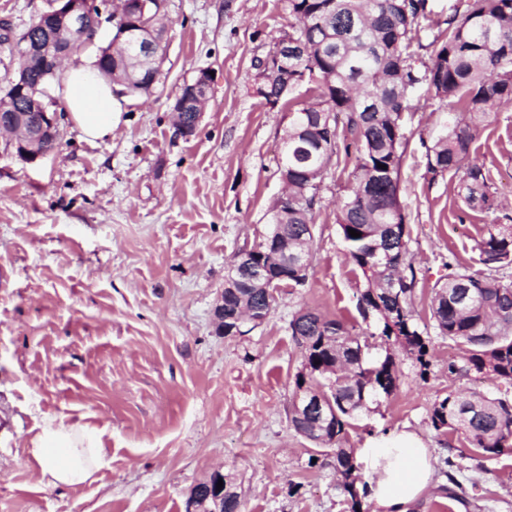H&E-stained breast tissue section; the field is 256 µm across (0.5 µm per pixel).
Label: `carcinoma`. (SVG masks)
<instances>
[{
  "label": "carcinoma",
  "mask_w": 512,
  "mask_h": 512,
  "mask_svg": "<svg viewBox=\"0 0 512 512\" xmlns=\"http://www.w3.org/2000/svg\"><path fill=\"white\" fill-rule=\"evenodd\" d=\"M427 0H288L298 27L274 39L265 59L316 71L310 100L293 104L288 99V144L281 148L279 166L288 168V208L275 210L268 223L281 225L277 245L251 247L247 262L262 261L279 273H288V285L306 283L311 236H301L312 223L325 176L346 140L345 153L355 154V187L343 201L338 224L348 255L360 269L366 287L357 295L362 317L373 316L380 336L428 366L427 338L413 318L416 271L410 256L409 231L399 200V176L405 135L400 93L425 81L433 97L458 105L459 118L448 126L428 154V172L465 169L458 196L471 209H489L493 194L480 167L466 165L481 119L500 101L512 100V0H469L462 17L448 19L431 66L419 73L413 65L411 33L425 16ZM302 45L297 53L275 57L283 41ZM263 59V60H265ZM258 60V64H263ZM101 73L122 78L131 94L146 93L156 81L155 62L136 53L131 37H112V53L98 59ZM35 64L26 88L6 87L14 112H30L48 81L60 83ZM344 114L338 132V114ZM354 229L359 237L350 235ZM481 263L497 269L512 266V225L491 224L478 243ZM445 282L434 289L431 319L438 335L466 347L465 372L490 369L498 379L512 383V280L494 274L470 273L448 266ZM256 311L265 321L273 310L265 290L246 279L224 290V316ZM291 336L301 348V367L293 378L288 421L293 429L333 449L336 472L352 501L360 507L354 449L342 444L350 420L367 406V376L361 368V341L340 319L311 310L298 311L289 322ZM376 378L386 381L387 392L398 380L393 355L380 363ZM435 429L459 433L485 458L512 454V402L477 392L451 391L434 405ZM224 512H242L237 475L224 472Z\"/></svg>",
  "instance_id": "1"
}]
</instances>
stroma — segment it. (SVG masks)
Listing matches in <instances>:
<instances>
[{
	"label": "stroma",
	"instance_id": "1",
	"mask_svg": "<svg viewBox=\"0 0 512 512\" xmlns=\"http://www.w3.org/2000/svg\"><path fill=\"white\" fill-rule=\"evenodd\" d=\"M466 0H428L415 57ZM166 54L148 96H123L111 137L91 141L62 116L56 148L20 159L0 134V512H185L192 488L234 471L243 512H351L332 456L290 427L301 351L289 322L310 309L391 351L356 310L364 286L337 223L354 157L338 154L313 218L305 285L276 294L270 317L244 336L221 334L212 311L234 254L253 243L281 195L285 106L257 94L256 59L293 18L287 0H165ZM214 83L197 134L177 137L173 104L197 70ZM399 198L415 256L413 302L431 326L434 285L449 266L482 272L486 225H512V102L492 108L472 144L494 206L468 208L455 171L432 175L427 156L456 105L412 94ZM428 368L396 354L399 379L379 407L352 420L360 484L365 451L408 430L431 448L456 495L424 497L414 512H512V454L486 459L435 430L452 391L512 396L486 375H452L463 346L431 335ZM95 428L110 464L94 482L47 488L29 457L45 418Z\"/></svg>",
	"mask_w": 512,
	"mask_h": 512
}]
</instances>
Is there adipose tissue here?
Instances as JSON below:
<instances>
[{"instance_id": "adipose-tissue-1", "label": "adipose tissue", "mask_w": 512, "mask_h": 512, "mask_svg": "<svg viewBox=\"0 0 512 512\" xmlns=\"http://www.w3.org/2000/svg\"><path fill=\"white\" fill-rule=\"evenodd\" d=\"M64 100L73 122L92 140L111 136L121 114L117 87L93 61L66 67ZM29 455L39 464V481L47 487L78 486L93 481L108 464L97 430L45 419ZM371 478L367 493L371 512H411L423 496L439 489L430 449L401 433L369 452Z\"/></svg>"}]
</instances>
